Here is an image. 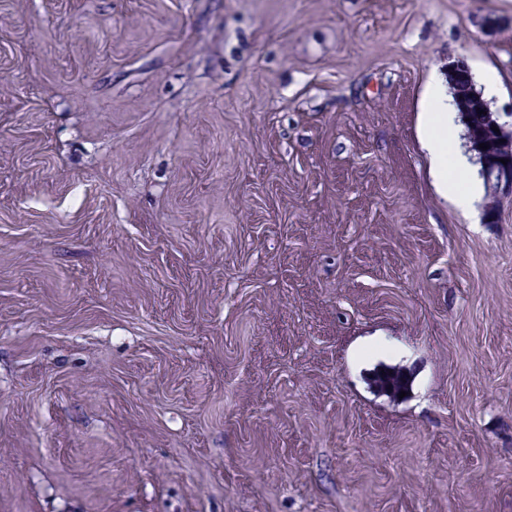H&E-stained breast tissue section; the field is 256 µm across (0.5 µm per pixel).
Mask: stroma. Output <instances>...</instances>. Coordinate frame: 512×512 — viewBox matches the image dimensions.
Segmentation results:
<instances>
[{
    "instance_id": "35a3bbf8",
    "label": "stroma",
    "mask_w": 512,
    "mask_h": 512,
    "mask_svg": "<svg viewBox=\"0 0 512 512\" xmlns=\"http://www.w3.org/2000/svg\"><path fill=\"white\" fill-rule=\"evenodd\" d=\"M456 62L511 119L512 0H0V512H512ZM428 97L432 105L426 114V133L424 146L434 161L441 164V156L449 148L456 131L453 112H448V104L442 82L436 75H432L428 87ZM442 166V164H441ZM436 175L439 178L443 194L451 197L460 208L469 210L472 206L470 193L464 190L457 181L448 180V174L445 173L443 167L436 171Z\"/></svg>"
}]
</instances>
